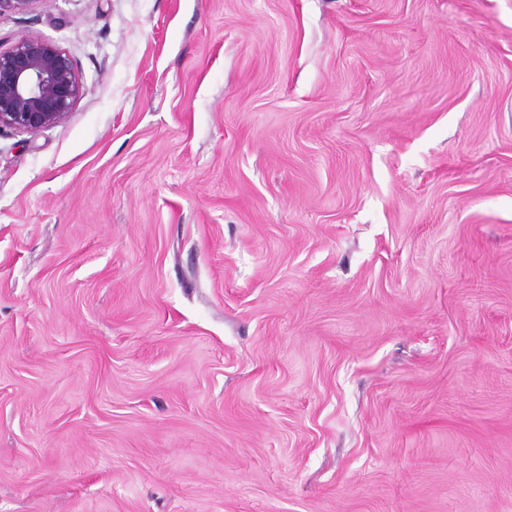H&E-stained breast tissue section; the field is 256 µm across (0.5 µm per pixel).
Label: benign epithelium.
<instances>
[{"instance_id": "7a95c632", "label": "benign epithelium", "mask_w": 512, "mask_h": 512, "mask_svg": "<svg viewBox=\"0 0 512 512\" xmlns=\"http://www.w3.org/2000/svg\"><path fill=\"white\" fill-rule=\"evenodd\" d=\"M40 0H0V14L26 13ZM82 80L72 58L54 44L22 37L0 49V129L35 135L76 107Z\"/></svg>"}]
</instances>
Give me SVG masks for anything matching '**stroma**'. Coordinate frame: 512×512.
Wrapping results in <instances>:
<instances>
[{"label": "stroma", "mask_w": 512, "mask_h": 512, "mask_svg": "<svg viewBox=\"0 0 512 512\" xmlns=\"http://www.w3.org/2000/svg\"><path fill=\"white\" fill-rule=\"evenodd\" d=\"M0 131V512H512V0H40ZM82 80L72 58L54 44L23 37L0 49V131L36 135L76 107Z\"/></svg>", "instance_id": "stroma-1"}]
</instances>
